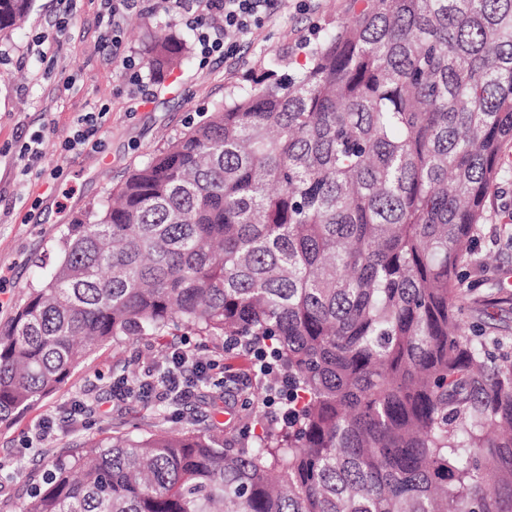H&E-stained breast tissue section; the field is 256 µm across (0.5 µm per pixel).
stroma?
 Instances as JSON below:
<instances>
[{
	"label": "stroma",
	"mask_w": 512,
	"mask_h": 512,
	"mask_svg": "<svg viewBox=\"0 0 512 512\" xmlns=\"http://www.w3.org/2000/svg\"><path fill=\"white\" fill-rule=\"evenodd\" d=\"M63 0H33L28 22L0 36V324L9 321L41 274L54 265L68 224L88 207L105 200L126 173L183 132L188 122L222 102L228 92L250 83L274 57H296L301 42L316 28L346 21L352 0H281L263 27L244 36L231 59L215 56L200 65L198 55L162 77L143 75L142 99L128 94L130 73L113 59L101 36L100 0H83L67 33L53 37L51 25L63 14ZM163 30L191 38L184 15L131 13L124 44L135 62L148 53L145 30ZM50 35L51 48L40 54L38 41ZM109 111L101 147L66 152L61 144L76 113ZM44 137L38 169L22 174V161L10 148L34 131ZM61 168L59 179L49 169ZM512 201V177L501 181L492 200L493 221L485 225L479 253H493L487 267L475 268L478 299L491 302L498 332L512 336V248L498 240L501 205ZM185 343L196 358L217 360L194 397L161 418L160 404L112 394L115 379L136 381L147 366L168 363L169 346ZM256 378L251 357L242 348L225 349L223 339L171 330L160 336H130L96 349L71 373L65 385L13 419L0 423V465L14 474L0 489V512H25L29 496L54 464L73 448L115 432L139 434L164 427L215 429L224 443L236 445L254 430ZM87 410L77 421L67 415L77 404ZM50 420L46 441L27 445L36 423Z\"/></svg>",
	"instance_id": "35a3bbf8"
}]
</instances>
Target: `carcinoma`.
Masks as SVG:
<instances>
[{"instance_id":"cac0c4a2","label":"carcinoma","mask_w":512,"mask_h":512,"mask_svg":"<svg viewBox=\"0 0 512 512\" xmlns=\"http://www.w3.org/2000/svg\"><path fill=\"white\" fill-rule=\"evenodd\" d=\"M354 4L68 225L0 326V422L98 345L184 327L269 349L288 427L118 432L26 512H512V338L468 321L466 272L512 176V0ZM147 37L150 72L187 59Z\"/></svg>"}]
</instances>
